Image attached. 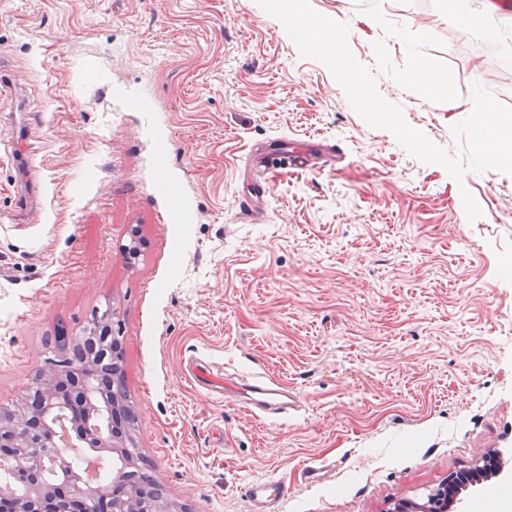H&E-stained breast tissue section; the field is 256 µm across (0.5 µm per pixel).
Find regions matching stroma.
<instances>
[{"instance_id": "1", "label": "stroma", "mask_w": 512, "mask_h": 512, "mask_svg": "<svg viewBox=\"0 0 512 512\" xmlns=\"http://www.w3.org/2000/svg\"><path fill=\"white\" fill-rule=\"evenodd\" d=\"M308 2L347 24L383 98L442 149H458L472 84L512 106V37L485 35L512 17L482 0ZM456 13L466 27H448ZM410 54L451 95L405 84ZM136 88L161 103L154 120L123 109ZM272 136L335 142L345 160L277 177L240 223L249 150ZM162 137L183 224L163 221ZM33 180L45 212L21 222ZM108 301L143 467L187 512H252L245 489L266 478L289 488L279 512H387L481 450L512 472V175L459 183L411 156L257 0H0V407L58 326L80 335ZM260 374L296 395L291 414L236 401ZM309 465L323 482L306 484Z\"/></svg>"}]
</instances>
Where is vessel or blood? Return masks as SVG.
<instances>
[{"instance_id":"1","label":"vessel or blood","mask_w":512,"mask_h":512,"mask_svg":"<svg viewBox=\"0 0 512 512\" xmlns=\"http://www.w3.org/2000/svg\"><path fill=\"white\" fill-rule=\"evenodd\" d=\"M274 143L277 147L276 152L266 153L264 147L260 146L252 153V190L249 196L240 199L238 203V215L242 220H251L256 212L263 209L270 195L273 179L282 170L291 166L304 167L315 162L334 167L344 160V154L338 145L323 141L299 143L278 137ZM157 189L172 199L166 214L167 222L182 220L185 208L176 187L172 186L169 179L163 178L158 181ZM236 394L251 410H268L274 414L284 410L287 399L281 387L262 376L253 377L251 383L237 388ZM287 495V485L276 480H259L252 483L248 489L253 512H277L279 504Z\"/></svg>"}]
</instances>
